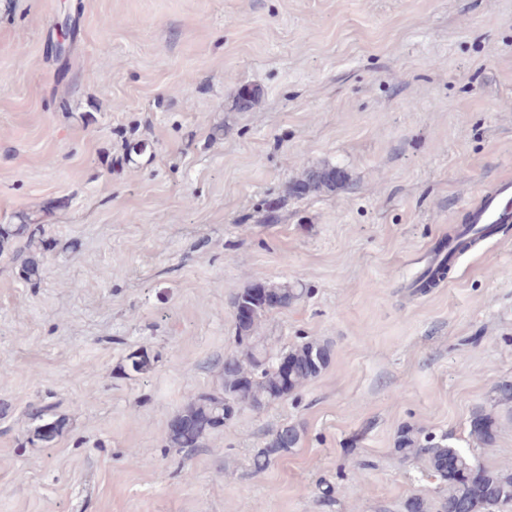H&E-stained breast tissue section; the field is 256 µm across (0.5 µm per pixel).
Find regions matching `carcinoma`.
Instances as JSON below:
<instances>
[{"instance_id": "obj_1", "label": "carcinoma", "mask_w": 512, "mask_h": 512, "mask_svg": "<svg viewBox=\"0 0 512 512\" xmlns=\"http://www.w3.org/2000/svg\"><path fill=\"white\" fill-rule=\"evenodd\" d=\"M343 186L335 168H310L288 185V194L334 191ZM470 229L471 225L464 224L439 242L433 262L413 287L435 288L448 276L450 254L464 252L479 241ZM39 233L37 224L0 225V242L24 236L27 246L43 250L46 239ZM303 295L302 288L262 283L236 293L232 308L246 306L251 316L246 322H235V349L224 356L222 387L197 395L177 414L186 427L168 433L170 447L195 448L240 410L261 411L285 401L320 375L330 361L328 344L305 340L277 348L271 337L257 335L269 313L293 305ZM282 357L292 365L286 375L278 370ZM504 417L512 421V381L508 380L496 384L486 402L472 412L469 444L480 449L493 447ZM301 439L302 428L295 423L277 428L253 456V471L266 470L275 459L293 452ZM395 444L400 459L418 463L421 472L436 480V497L411 496L403 502L402 512H506L512 506V468H488L448 442V435L426 433L411 425L397 431Z\"/></svg>"}]
</instances>
